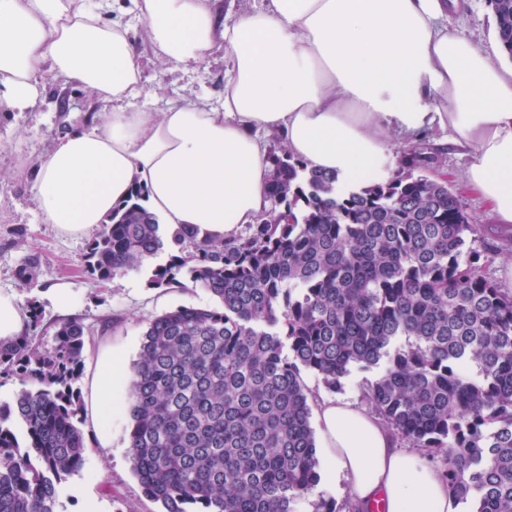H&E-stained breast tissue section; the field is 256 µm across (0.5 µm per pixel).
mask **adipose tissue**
<instances>
[{
	"label": "adipose tissue",
	"instance_id": "obj_1",
	"mask_svg": "<svg viewBox=\"0 0 512 512\" xmlns=\"http://www.w3.org/2000/svg\"><path fill=\"white\" fill-rule=\"evenodd\" d=\"M131 2L158 59L189 71L230 53L222 109L184 97L129 111L140 55L104 18L108 0H0V110L34 111L48 71L109 106L39 164L35 202L62 234L102 226L139 187L169 227L228 237L269 209L264 135L345 185L384 170L387 128L442 132L472 159L466 185L512 224V67L449 29L457 0H263L230 24L217 0ZM317 419L329 474L348 480L357 507L379 494L385 512H456L442 472L358 402L322 401Z\"/></svg>",
	"mask_w": 512,
	"mask_h": 512
}]
</instances>
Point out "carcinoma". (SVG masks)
<instances>
[{"instance_id":"carcinoma-1","label":"carcinoma","mask_w":512,"mask_h":512,"mask_svg":"<svg viewBox=\"0 0 512 512\" xmlns=\"http://www.w3.org/2000/svg\"><path fill=\"white\" fill-rule=\"evenodd\" d=\"M512 57V0H487ZM440 150L413 147L381 181L340 190L286 148L268 155L271 208L245 233L159 224L140 188L89 242L97 281L162 252L151 288L204 289L145 328L126 393L127 443L161 512H291L320 481L303 375L343 388L375 372L362 400L393 433L439 460L462 512H512V294L483 274L478 233ZM39 260L18 270L37 286ZM32 320L0 341V379L29 386L0 403V512H56L83 466L78 388L96 329L79 317L54 342Z\"/></svg>"}]
</instances>
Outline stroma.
I'll return each mask as SVG.
<instances>
[{"instance_id": "35a3bbf8", "label": "stroma", "mask_w": 512, "mask_h": 512, "mask_svg": "<svg viewBox=\"0 0 512 512\" xmlns=\"http://www.w3.org/2000/svg\"><path fill=\"white\" fill-rule=\"evenodd\" d=\"M450 28L474 37L489 50L498 42L496 20L485 0H466L462 12L450 14ZM129 37L143 51V94L131 101L132 112H159L180 96L196 99L203 106L219 109L224 103V80L230 69L225 50H215L197 70L183 71L173 62L164 63L148 52L143 23L129 25ZM47 91L37 111L0 112V290L16 293L20 302L36 300L40 306V330L44 341H51L54 327L63 314L47 288L67 283L74 297L72 315L85 323L119 315L120 320L105 333L95 334L84 352L78 386L82 397H89L92 375L101 361L112 360L122 369L123 380L112 390L114 408L107 428H100L90 410H83L81 427L86 434L84 464L69 478L60 497L59 512H84L86 500H96L102 512H158L132 472L126 444L129 417L121 403L127 377L133 371L148 319L180 306H206L212 297L201 288L156 289L148 287V270L130 272L98 283L84 270L88 237L63 235L48 224L37 208L32 192L39 163L64 135L95 125L106 106L82 87L44 73ZM470 160L452 149H445L436 169L456 192L469 221L479 228L474 247L487 258L485 275L503 291L512 293V277L506 267L512 264V227L496 224L485 203L466 191L459 179ZM40 260L38 285L20 288L16 272L24 259ZM335 500L339 512H348L352 498L346 481L335 482L322 476L320 482L293 505L294 512H316L322 500Z\"/></svg>"}]
</instances>
